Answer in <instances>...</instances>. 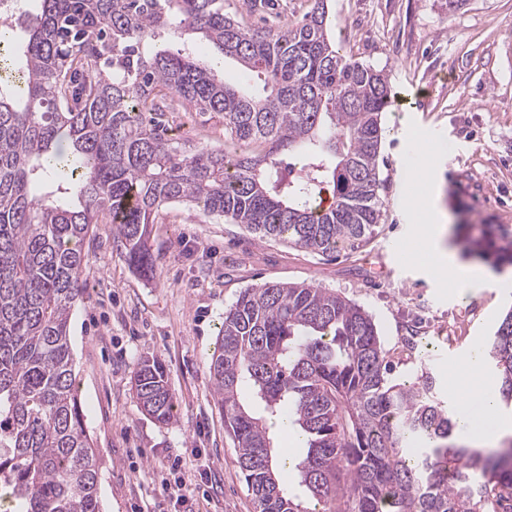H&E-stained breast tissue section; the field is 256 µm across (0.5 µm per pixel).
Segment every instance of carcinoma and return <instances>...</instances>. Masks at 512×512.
<instances>
[{"instance_id": "cac0c4a2", "label": "carcinoma", "mask_w": 512, "mask_h": 512, "mask_svg": "<svg viewBox=\"0 0 512 512\" xmlns=\"http://www.w3.org/2000/svg\"><path fill=\"white\" fill-rule=\"evenodd\" d=\"M24 25L20 66L0 75V503L103 512L70 342L93 226L112 225L143 273L147 225L169 204L318 255L357 250L382 220L393 93L330 38L326 0L267 31L224 0H39ZM199 37L211 65L192 58ZM226 57L245 81L225 82ZM187 106L224 120V148L165 137ZM481 362L512 406V307ZM209 370L255 512H512V439L457 443L436 378L398 381L372 313L335 290H240ZM133 386L171 419L160 363L140 360ZM276 419L302 448L289 466Z\"/></svg>"}]
</instances>
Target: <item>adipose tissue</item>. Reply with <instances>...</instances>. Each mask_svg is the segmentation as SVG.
<instances>
[{
    "mask_svg": "<svg viewBox=\"0 0 512 512\" xmlns=\"http://www.w3.org/2000/svg\"><path fill=\"white\" fill-rule=\"evenodd\" d=\"M442 215H435L433 223L419 228V245L434 260L441 272L447 276L449 285L459 292L466 293L488 287L490 279L480 267L463 264L455 259L443 242L444 228ZM481 358L480 349L466 352L460 367L448 378V386L464 399L480 402L485 411H492L495 405L493 392L481 381L478 371Z\"/></svg>",
    "mask_w": 512,
    "mask_h": 512,
    "instance_id": "adipose-tissue-1",
    "label": "adipose tissue"
}]
</instances>
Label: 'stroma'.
I'll return each mask as SVG.
<instances>
[{"instance_id":"stroma-1","label":"stroma","mask_w":512,"mask_h":512,"mask_svg":"<svg viewBox=\"0 0 512 512\" xmlns=\"http://www.w3.org/2000/svg\"><path fill=\"white\" fill-rule=\"evenodd\" d=\"M315 0H224L259 28L300 20ZM328 29L346 55L385 70L395 95L378 157L383 216L369 243L319 256L261 242L242 226L182 205L148 227L152 275L130 266L97 225L84 242L86 294L70 326L85 426L100 459L104 512H170L166 480L192 481L194 512H255L209 372L224 311L240 289L308 283L341 292L375 317L382 342L404 354L395 375L428 368L440 387L460 353L486 346L512 308V0H327ZM167 135L220 147L224 125L177 113ZM462 263L495 273L494 287L457 297L430 260L410 251L429 205ZM159 361L174 412L141 408L133 377Z\"/></svg>"}]
</instances>
